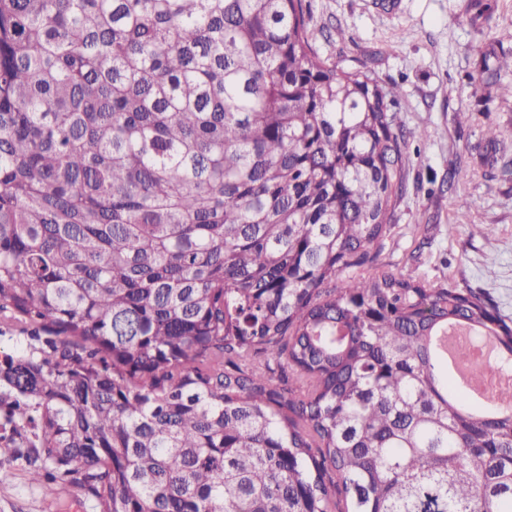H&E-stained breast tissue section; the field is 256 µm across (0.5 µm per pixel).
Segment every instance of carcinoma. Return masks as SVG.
Wrapping results in <instances>:
<instances>
[{"instance_id": "carcinoma-1", "label": "carcinoma", "mask_w": 512, "mask_h": 512, "mask_svg": "<svg viewBox=\"0 0 512 512\" xmlns=\"http://www.w3.org/2000/svg\"><path fill=\"white\" fill-rule=\"evenodd\" d=\"M497 28L493 0H470ZM304 0H0V440L97 512H512V372L477 294L367 266L406 192L401 89ZM512 51L473 87L512 99ZM487 361L486 348H475L472 352L469 365L462 370V374L468 382L471 391L477 397L483 398L481 372Z\"/></svg>"}]
</instances>
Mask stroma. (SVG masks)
I'll list each match as a JSON object with an SVG mask.
<instances>
[{
    "mask_svg": "<svg viewBox=\"0 0 512 512\" xmlns=\"http://www.w3.org/2000/svg\"><path fill=\"white\" fill-rule=\"evenodd\" d=\"M469 0H305L313 45L344 68L369 70L401 87L400 117L409 136L408 186L375 267L479 294L512 321V101L494 88H473L468 73L491 35L470 21ZM471 114L455 121L458 111ZM495 126L506 146L501 162L483 159L481 138ZM466 208L467 223L456 221ZM483 233H475L473 225ZM12 479L0 484V512H95L78 489L47 495L29 482L12 451L0 447Z\"/></svg>",
    "mask_w": 512,
    "mask_h": 512,
    "instance_id": "1",
    "label": "stroma"
}]
</instances>
